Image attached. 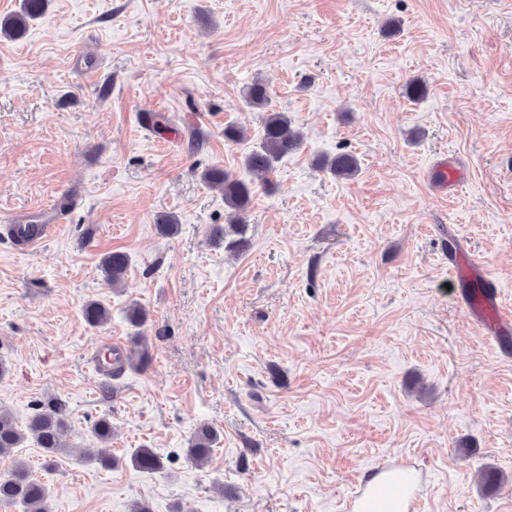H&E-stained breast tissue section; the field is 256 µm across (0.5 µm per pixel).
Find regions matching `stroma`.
<instances>
[{"label": "stroma", "mask_w": 512, "mask_h": 512, "mask_svg": "<svg viewBox=\"0 0 512 512\" xmlns=\"http://www.w3.org/2000/svg\"><path fill=\"white\" fill-rule=\"evenodd\" d=\"M258 76L306 144L258 189L234 256L209 239L228 209L203 173L253 180ZM340 152L355 178L315 163ZM13 224L57 230L27 253ZM115 250L121 288L100 269ZM460 251L512 305V0H48L0 36V407L20 425L66 409L55 468L22 450L52 512H351L395 466L418 475L411 512H512V338L478 334L467 282L448 281ZM91 300L107 325L85 321ZM139 332L144 363L100 375V345ZM202 424L218 441L199 467ZM98 446L108 463L82 460ZM143 447L162 470L132 467ZM485 467L503 482L478 483ZM130 264V257L123 251H112L102 259L101 271L107 281L112 283V286H120L125 281L128 267ZM217 442V434L208 425H200L189 442L188 456L197 464L204 465Z\"/></svg>", "instance_id": "obj_1"}]
</instances>
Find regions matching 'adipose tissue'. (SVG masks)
I'll list each match as a JSON object with an SVG mask.
<instances>
[{"instance_id":"ef3b65f1","label":"adipose tissue","mask_w":512,"mask_h":512,"mask_svg":"<svg viewBox=\"0 0 512 512\" xmlns=\"http://www.w3.org/2000/svg\"><path fill=\"white\" fill-rule=\"evenodd\" d=\"M415 488L412 474L400 468L382 470L366 481L352 512H411Z\"/></svg>"}]
</instances>
